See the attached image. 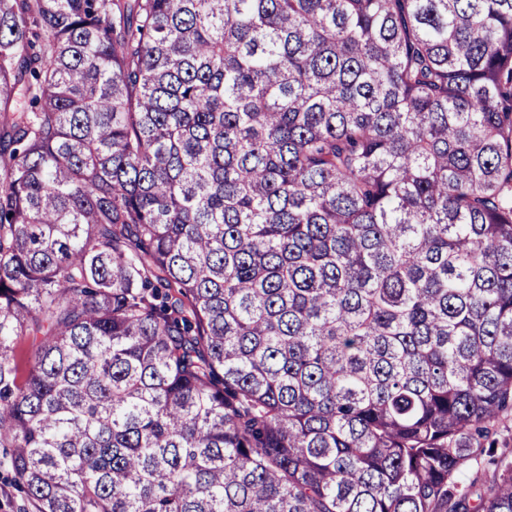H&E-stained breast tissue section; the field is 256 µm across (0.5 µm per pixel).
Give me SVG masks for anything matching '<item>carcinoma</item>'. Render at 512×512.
I'll return each mask as SVG.
<instances>
[{
  "label": "carcinoma",
  "instance_id": "cac0c4a2",
  "mask_svg": "<svg viewBox=\"0 0 512 512\" xmlns=\"http://www.w3.org/2000/svg\"><path fill=\"white\" fill-rule=\"evenodd\" d=\"M511 408L512 0H0L33 512H512Z\"/></svg>",
  "mask_w": 512,
  "mask_h": 512
}]
</instances>
